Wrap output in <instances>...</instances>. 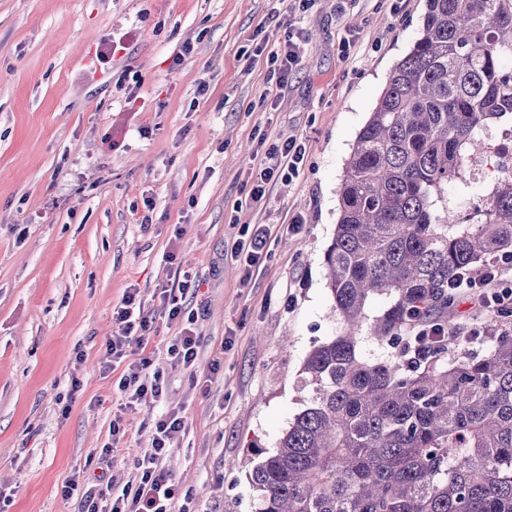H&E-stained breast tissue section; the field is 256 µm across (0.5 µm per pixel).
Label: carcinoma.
I'll return each instance as SVG.
<instances>
[{
    "instance_id": "carcinoma-1",
    "label": "carcinoma",
    "mask_w": 512,
    "mask_h": 512,
    "mask_svg": "<svg viewBox=\"0 0 512 512\" xmlns=\"http://www.w3.org/2000/svg\"><path fill=\"white\" fill-rule=\"evenodd\" d=\"M512 0H427L417 38L359 130L324 253L337 335L306 356L310 393L250 473L254 512H512V321L482 354L407 335L449 326L450 287L512 251V174L457 224L444 186L480 132L512 122ZM381 314H368L377 297ZM383 358L361 352L364 339Z\"/></svg>"
}]
</instances>
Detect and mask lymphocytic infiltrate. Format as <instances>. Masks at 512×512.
<instances>
[{"instance_id":"f902f5d3","label":"lymphocytic infiltrate","mask_w":512,"mask_h":512,"mask_svg":"<svg viewBox=\"0 0 512 512\" xmlns=\"http://www.w3.org/2000/svg\"><path fill=\"white\" fill-rule=\"evenodd\" d=\"M305 154L304 143L295 138L271 145L257 164V180L250 192L251 199L256 202L264 199L269 184L277 178L290 179L298 175ZM176 259L175 252L167 253V263L174 266L173 280L158 293L159 315L144 312L139 290L132 286L126 288L113 310L120 331L107 338L102 367L108 372L117 362L127 361V371L118 384L127 408H135L148 396L154 404L162 406L163 411L155 421L149 447L136 460L134 482L118 489L111 481L102 480L86 488L77 476L65 485V495L80 494L83 512H194L190 498L182 495L164 464L171 442L185 429L184 416L181 410L166 407L167 385L158 373L152 372L151 358L144 356L134 361L127 358L131 341H144L157 316L161 315L185 323L180 335L167 348L170 362L186 369L196 363L199 347L194 330L196 315L189 312L180 299L181 294L187 293L194 284L196 276L176 266ZM455 288L460 295L476 300L483 311L498 318H512V254L506 252L495 258L480 277L459 276Z\"/></svg>"}]
</instances>
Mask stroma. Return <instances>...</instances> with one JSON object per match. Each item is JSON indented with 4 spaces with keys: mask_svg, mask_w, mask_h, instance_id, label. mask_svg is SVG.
<instances>
[{
    "mask_svg": "<svg viewBox=\"0 0 512 512\" xmlns=\"http://www.w3.org/2000/svg\"><path fill=\"white\" fill-rule=\"evenodd\" d=\"M427 0H0V512H81L63 487L123 412L113 485L134 476L154 410L121 411L104 372L112 310L136 286L145 311L176 251L196 273L194 368L166 354L183 323L145 341L186 432L166 460L197 512H252L249 475L309 392L314 341L340 324L323 254L352 145ZM302 62L282 93L267 54L289 28ZM192 52L180 66L173 57ZM206 92H199V83ZM306 146L292 180L247 206L271 143ZM300 216L303 227L283 234ZM271 229L247 272L241 225Z\"/></svg>",
    "mask_w": 512,
    "mask_h": 512,
    "instance_id": "1",
    "label": "stroma"
}]
</instances>
